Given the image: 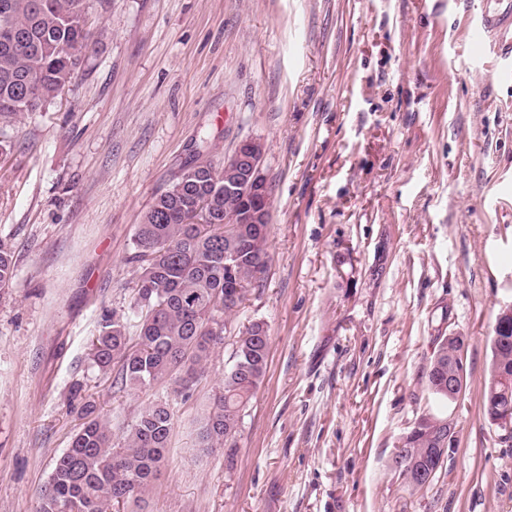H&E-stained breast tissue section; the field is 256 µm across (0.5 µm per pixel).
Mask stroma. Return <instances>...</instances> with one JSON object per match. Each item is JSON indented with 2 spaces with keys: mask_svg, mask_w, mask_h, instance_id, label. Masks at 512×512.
Returning <instances> with one entry per match:
<instances>
[{
  "mask_svg": "<svg viewBox=\"0 0 512 512\" xmlns=\"http://www.w3.org/2000/svg\"><path fill=\"white\" fill-rule=\"evenodd\" d=\"M480 0H100L95 51L38 112L0 124V512L35 493L95 404L114 435L175 417L144 512H512V442L482 397L512 304V67L469 50ZM265 145L263 287L189 391L117 384L89 357L103 316L134 324L138 224L208 143ZM269 327L233 456L198 429L239 330ZM465 341L455 444L432 483L396 467L438 407L425 382Z\"/></svg>",
  "mask_w": 512,
  "mask_h": 512,
  "instance_id": "1",
  "label": "stroma"
}]
</instances>
